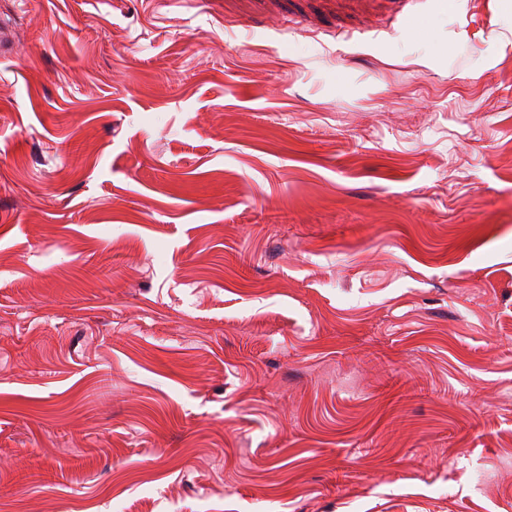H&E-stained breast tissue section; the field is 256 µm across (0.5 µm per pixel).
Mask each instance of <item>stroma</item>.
<instances>
[{
  "label": "stroma",
  "instance_id": "obj_1",
  "mask_svg": "<svg viewBox=\"0 0 512 512\" xmlns=\"http://www.w3.org/2000/svg\"><path fill=\"white\" fill-rule=\"evenodd\" d=\"M0 32V512H512V0Z\"/></svg>",
  "mask_w": 512,
  "mask_h": 512
}]
</instances>
